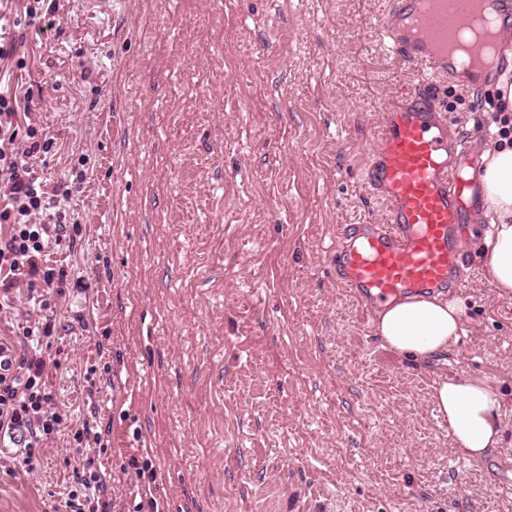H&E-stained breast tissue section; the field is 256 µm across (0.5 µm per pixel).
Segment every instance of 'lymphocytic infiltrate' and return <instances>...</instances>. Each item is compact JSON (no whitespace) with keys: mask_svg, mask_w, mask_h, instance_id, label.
Wrapping results in <instances>:
<instances>
[{"mask_svg":"<svg viewBox=\"0 0 512 512\" xmlns=\"http://www.w3.org/2000/svg\"><path fill=\"white\" fill-rule=\"evenodd\" d=\"M20 96L0 90V224L8 232L0 237V291L16 288L18 272H28L27 305L23 338L31 348L42 347L53 334L47 315L51 290L64 282V271L39 268L37 260L51 239L65 230L60 188H52L34 166L38 153L48 152L50 142H37L34 127L20 129L16 118L29 111ZM43 360L16 355L0 344V436L19 437L18 469L30 473L39 464L43 443L60 431L66 415L44 378ZM93 429H75L70 451L79 457L74 469L76 487L64 502L66 512H112V493L104 473L85 446Z\"/></svg>","mask_w":512,"mask_h":512,"instance_id":"lymphocytic-infiltrate-1","label":"lymphocytic infiltrate"}]
</instances>
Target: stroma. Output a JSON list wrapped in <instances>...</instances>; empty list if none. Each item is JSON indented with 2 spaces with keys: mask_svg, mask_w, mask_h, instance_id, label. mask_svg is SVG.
<instances>
[{
  "mask_svg": "<svg viewBox=\"0 0 512 512\" xmlns=\"http://www.w3.org/2000/svg\"><path fill=\"white\" fill-rule=\"evenodd\" d=\"M0 0L25 21L23 68L52 139L44 174L71 227L44 379L139 512L122 470L149 457L162 512H512V295L484 277L470 225L464 333L427 360L384 347L332 271L336 228L380 220L361 169L386 100L417 85L376 33L387 0ZM497 81L437 102L476 151ZM489 381L502 441L457 451L435 381ZM61 431L32 473L0 440V512H53L75 466Z\"/></svg>",
  "mask_w": 512,
  "mask_h": 512,
  "instance_id": "35a3bbf8",
  "label": "stroma"
}]
</instances>
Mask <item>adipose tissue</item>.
<instances>
[{"label": "adipose tissue", "instance_id": "ef3b65f1", "mask_svg": "<svg viewBox=\"0 0 512 512\" xmlns=\"http://www.w3.org/2000/svg\"><path fill=\"white\" fill-rule=\"evenodd\" d=\"M481 159L479 179L493 227L484 276L497 288L512 292V142L491 144ZM461 314L456 301L421 294L385 303L374 326L390 350L427 359L458 342ZM433 401L464 456L478 461L498 446L503 399L491 384L444 379L436 382Z\"/></svg>", "mask_w": 512, "mask_h": 512}]
</instances>
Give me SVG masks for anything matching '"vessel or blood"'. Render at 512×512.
I'll return each mask as SVG.
<instances>
[{"label":"vessel or blood","mask_w":512,"mask_h":512,"mask_svg":"<svg viewBox=\"0 0 512 512\" xmlns=\"http://www.w3.org/2000/svg\"><path fill=\"white\" fill-rule=\"evenodd\" d=\"M476 8L474 0H389L379 37L419 68V84L386 103L370 160L362 172L369 195L384 206L382 221L340 225L332 257L336 281L364 315L404 294L456 286L463 229L484 209L474 156L456 136L435 99L438 78L473 87L485 71L460 69L443 47Z\"/></svg>","instance_id":"1"}]
</instances>
